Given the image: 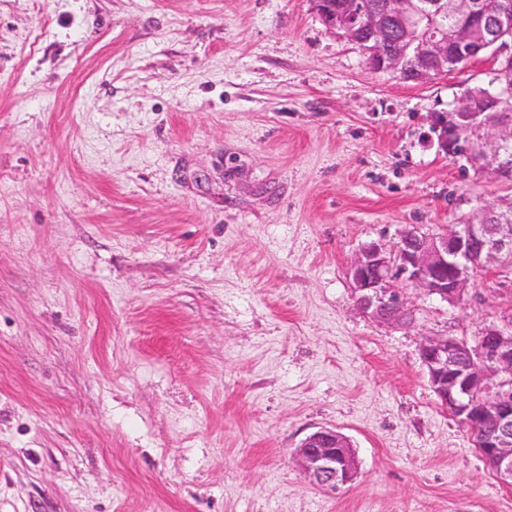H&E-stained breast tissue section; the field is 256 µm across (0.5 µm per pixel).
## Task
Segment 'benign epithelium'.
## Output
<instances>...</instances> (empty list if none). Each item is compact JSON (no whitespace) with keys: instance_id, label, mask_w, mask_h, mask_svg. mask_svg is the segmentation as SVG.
Listing matches in <instances>:
<instances>
[{"instance_id":"benign-epithelium-1","label":"benign epithelium","mask_w":512,"mask_h":512,"mask_svg":"<svg viewBox=\"0 0 512 512\" xmlns=\"http://www.w3.org/2000/svg\"><path fill=\"white\" fill-rule=\"evenodd\" d=\"M322 22L368 54L372 69L402 74L411 63L409 80L422 82L448 72V53L471 61L491 53L499 62L493 88L466 91L448 112L437 113L430 127L450 156L512 176L507 155L512 122L490 124L488 112L512 106V0H501L493 13L481 0H394L393 5L336 13L329 0H313ZM461 23L448 27L445 20ZM496 131L490 151L474 145L472 136ZM512 251V221L488 210L478 221L426 233L407 226L391 243L370 242L347 269L357 309L379 325L405 328L412 314L407 289L416 287L454 307L465 296L469 263H497ZM454 336L426 338L420 347L430 386L439 404L476 432L475 445L485 463L504 481H512V323H492L479 336L476 354ZM295 461L311 484L334 495L351 484L358 462L349 439L321 428L296 449Z\"/></svg>"}]
</instances>
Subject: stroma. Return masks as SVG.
I'll return each mask as SVG.
<instances>
[{
	"label": "stroma",
	"mask_w": 512,
	"mask_h": 512,
	"mask_svg": "<svg viewBox=\"0 0 512 512\" xmlns=\"http://www.w3.org/2000/svg\"><path fill=\"white\" fill-rule=\"evenodd\" d=\"M484 60L373 70L312 0H0V512H512L419 345L512 314V272L413 328L347 268L512 209L431 114ZM351 441L329 496L292 461ZM294 458L310 483L329 495H336L357 476L354 449L349 439L335 429L321 428L309 434Z\"/></svg>",
	"instance_id": "obj_1"
}]
</instances>
